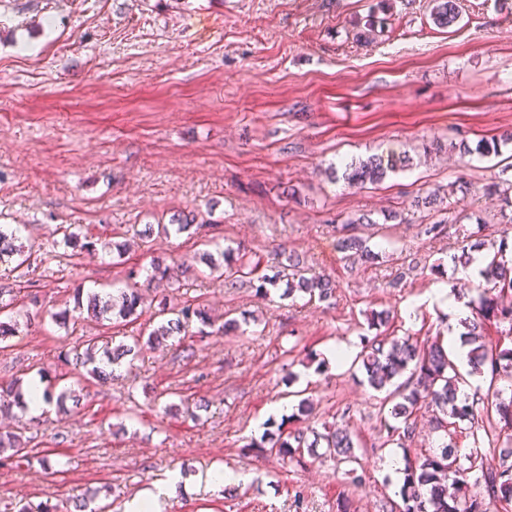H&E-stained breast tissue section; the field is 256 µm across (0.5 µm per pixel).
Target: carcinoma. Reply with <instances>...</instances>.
I'll list each match as a JSON object with an SVG mask.
<instances>
[{"label": "carcinoma", "mask_w": 512, "mask_h": 512, "mask_svg": "<svg viewBox=\"0 0 512 512\" xmlns=\"http://www.w3.org/2000/svg\"><path fill=\"white\" fill-rule=\"evenodd\" d=\"M430 16L433 22L447 27L459 17L457 0H433ZM397 160H384L383 157H370L352 163L345 170V179L353 186L382 181L387 172L395 170ZM443 200L440 191H430L413 197L410 206L417 211H440ZM373 225L375 221L366 217H351L336 225L338 243L345 252L362 263H372L377 257L366 246L361 235L362 224ZM285 261L273 274L266 273L261 262L253 260L250 251L240 246L237 251L221 252L223 262L211 263V269L229 267L236 280L246 283L256 291L266 293L268 287L285 282L284 294L301 292L320 302H330L335 296L336 285L325 275L309 273L299 258L280 250ZM17 256L18 265L27 261L25 246L17 243L16 231L0 227V262L4 257ZM185 273L183 265L169 266L157 262L146 285L135 280L134 274L122 280L123 287L115 294L100 297L93 293L82 299L81 291L74 295L77 306H86L93 317L111 314L121 319L134 316L138 307L144 304L146 295L142 288L162 292L159 301V316L164 322L147 333V338H136L133 344L112 346V341L99 342L89 339L83 350L73 349V361L86 369V374H77L105 384L114 380L115 371H106L105 366L117 365L122 358L134 354L136 346L145 342L149 346L163 345L169 339L186 331L194 321L213 327L215 320L199 307L173 302L166 294L179 277ZM486 286L475 289V296L469 300L471 317L466 319L467 332L463 333L471 345L469 363L471 373L487 376L490 383L512 381V346L504 347L487 339V326L507 323L512 326V304L503 302L504 296L512 294V266L502 259H492L479 270ZM14 289L0 284V343L15 335L18 322L14 316ZM217 327V326H215ZM239 325L231 313L224 314V322L217 331L227 335L238 330ZM361 360L367 382L376 391H386L381 407L391 406L390 415L399 421L388 426V434L397 437L399 445L411 443L416 436V423L413 414L422 405L435 408L436 428L448 431L460 428L467 421L476 428L479 419L496 416L503 429L512 428V396L503 397V391L495 390L486 395V405L477 408L478 401L470 402L457 396L459 384L464 382L455 363L449 358L444 346V337L436 335L422 341L410 337L396 338L377 334L364 338ZM402 382H395V379ZM25 409L22 384L14 382L0 386V413L12 407ZM325 442L327 451L336 457L338 463H355L356 444L352 434L343 428H331L324 434L316 433L308 439L305 432L297 430L282 436V432L268 431L264 442L270 444L275 454L301 462L304 449L315 448ZM452 446L445 444L439 453L427 454L414 461L405 460V478L401 489L403 508L399 512H488V504L496 499L512 500V465L505 462L492 464L484 458L481 449L475 447L468 455L470 465L466 468L454 465ZM471 489L464 507H459L458 492L461 487Z\"/></svg>", "instance_id": "obj_1"}]
</instances>
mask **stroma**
Returning <instances> with one entry per match:
<instances>
[{"label":"stroma","instance_id":"35a3bbf8","mask_svg":"<svg viewBox=\"0 0 512 512\" xmlns=\"http://www.w3.org/2000/svg\"><path fill=\"white\" fill-rule=\"evenodd\" d=\"M460 20L430 18L431 0H0V225L34 242L21 267L0 264L17 290L18 332L0 350V384L47 372L72 373L62 356L82 340L131 342L160 318L146 304L135 317L93 321L76 313L60 327L43 310L73 309L74 291L177 260L192 271L174 297L242 319L234 334L192 324L170 346H141L135 382L89 379L79 404L54 408L45 425L0 414V432L26 443L24 460L0 458V512L19 501L76 512L84 490L107 512L153 482L180 473L189 485L164 512H390L401 486L385 472L382 395L358 365L326 362L332 346H360L374 332L422 339L448 335L452 317L428 292L463 293L455 256L464 238L494 256L502 203L487 184L512 180V12L499 0H458ZM372 43L358 33L373 14ZM499 139L488 156L459 152ZM411 162L364 188L333 180L329 165L371 155ZM445 188L440 212L390 224L368 244L374 263L349 259L336 226L363 214L382 220L412 197ZM195 215L198 234L148 239L132 230ZM445 221L435 239L425 225ZM99 242L66 256L60 226ZM245 245L277 266L278 247L336 283V301L280 298L233 286L202 258L208 240ZM124 243L125 255L103 250ZM438 265L390 287L405 256ZM389 311L373 330L372 313ZM309 416L270 414L297 391ZM177 403L178 411L165 406ZM409 457L455 444L467 465L468 433L434 429L415 413ZM284 431L348 428L357 435L355 485L348 467L317 447L295 462L257 453L267 422ZM248 472L237 492L199 482L207 470Z\"/></svg>","mask_w":512,"mask_h":512}]
</instances>
